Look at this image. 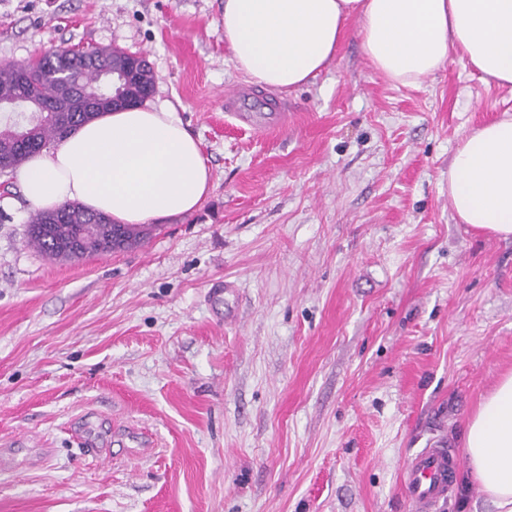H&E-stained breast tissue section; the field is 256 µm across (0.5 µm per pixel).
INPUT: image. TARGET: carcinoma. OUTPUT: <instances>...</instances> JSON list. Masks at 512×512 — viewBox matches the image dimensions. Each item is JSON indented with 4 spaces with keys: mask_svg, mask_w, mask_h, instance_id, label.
Returning <instances> with one entry per match:
<instances>
[{
    "mask_svg": "<svg viewBox=\"0 0 512 512\" xmlns=\"http://www.w3.org/2000/svg\"><path fill=\"white\" fill-rule=\"evenodd\" d=\"M131 54L114 52L111 47H98L75 52L58 47L44 56L36 68L9 65L0 68V114L6 120L0 123V173L7 174L22 166L31 155L50 147L54 142L74 132L86 121L109 111L89 108V99L112 96V68L128 63ZM70 79L80 86L81 95L68 98L60 90V81ZM153 91L150 69L140 66L125 87L128 99L143 103ZM65 223H60L54 211H39L27 225L29 242L50 258L71 260L75 255L63 248V243L75 239L91 226L98 229L89 234L88 251L82 256L100 255L95 248L97 238H112L119 232L123 240L108 249L116 252L141 240L127 235L126 227L100 223L101 215L79 205L61 207Z\"/></svg>",
    "mask_w": 512,
    "mask_h": 512,
    "instance_id": "cac0c4a2",
    "label": "carcinoma"
}]
</instances>
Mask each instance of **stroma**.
Masks as SVG:
<instances>
[{
    "mask_svg": "<svg viewBox=\"0 0 512 512\" xmlns=\"http://www.w3.org/2000/svg\"><path fill=\"white\" fill-rule=\"evenodd\" d=\"M223 14L0 0V66L144 54L213 183L143 245L79 260L38 252L33 207L0 193V512H411L404 461L461 451L512 370V239L448 199L453 150L512 117V88L456 52L391 84L354 20L317 77L267 90L287 122L254 130L224 110L246 80Z\"/></svg>",
    "mask_w": 512,
    "mask_h": 512,
    "instance_id": "stroma-1",
    "label": "stroma"
}]
</instances>
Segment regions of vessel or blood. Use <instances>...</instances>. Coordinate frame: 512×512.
<instances>
[{"label":"vessel or blood","mask_w":512,"mask_h":512,"mask_svg":"<svg viewBox=\"0 0 512 512\" xmlns=\"http://www.w3.org/2000/svg\"><path fill=\"white\" fill-rule=\"evenodd\" d=\"M226 111L247 125L266 126L284 119L280 104H271L269 110H261L242 88H234L225 95ZM460 457L442 447L424 448L405 463L402 478L411 512H435L437 505L451 493Z\"/></svg>","instance_id":"1"}]
</instances>
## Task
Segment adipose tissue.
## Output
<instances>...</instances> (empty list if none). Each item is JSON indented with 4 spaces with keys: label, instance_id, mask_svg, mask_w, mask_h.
Masks as SVG:
<instances>
[{
    "label": "adipose tissue",
    "instance_id": "adipose-tissue-1",
    "mask_svg": "<svg viewBox=\"0 0 512 512\" xmlns=\"http://www.w3.org/2000/svg\"><path fill=\"white\" fill-rule=\"evenodd\" d=\"M352 18L370 66L393 84L420 85L457 50L483 77L512 87V0H224V40L248 82L288 90L327 67ZM16 181L38 209L76 203L117 224L190 215L212 189L199 141L170 108L149 103L92 119L33 154ZM448 198L459 223L512 237V118L460 141ZM463 446L490 512H512V371L482 397Z\"/></svg>",
    "mask_w": 512,
    "mask_h": 512
}]
</instances>
